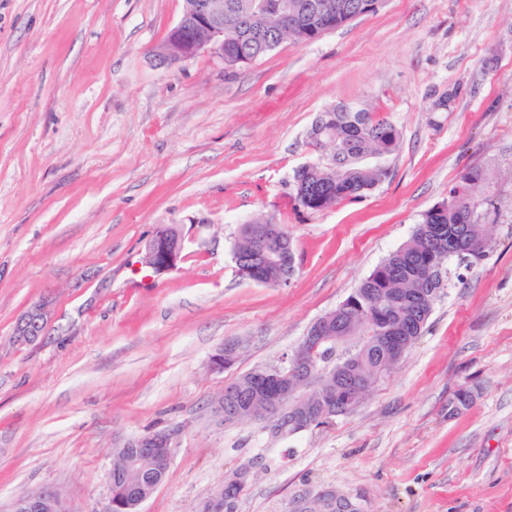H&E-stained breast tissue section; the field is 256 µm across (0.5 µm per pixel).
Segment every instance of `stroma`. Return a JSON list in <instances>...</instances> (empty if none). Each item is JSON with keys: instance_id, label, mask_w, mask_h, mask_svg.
Listing matches in <instances>:
<instances>
[{"instance_id": "obj_1", "label": "stroma", "mask_w": 512, "mask_h": 512, "mask_svg": "<svg viewBox=\"0 0 512 512\" xmlns=\"http://www.w3.org/2000/svg\"><path fill=\"white\" fill-rule=\"evenodd\" d=\"M182 10L0 0V512L45 486L102 512L113 448L162 430L172 462L141 512H197L244 467L236 512H288L309 488L366 512H512V0H381L231 70L209 53L155 67ZM339 103L389 118L400 146L370 158L387 171L373 190L309 212L293 175ZM471 168L496 207L489 252L450 264L422 335L352 413L279 437L215 417L225 385L292 354ZM260 217L288 228L285 285L236 271L238 228ZM163 224L184 249L155 274ZM37 302L45 336L13 344ZM229 341L237 362L212 372ZM462 387L474 400L449 413ZM183 250V237L179 230L176 232L175 245L171 250L159 252L155 247L148 246L144 263L158 272L166 271L173 267Z\"/></svg>"}]
</instances>
